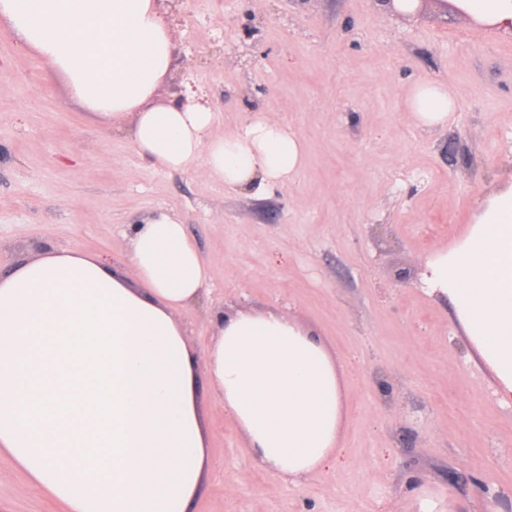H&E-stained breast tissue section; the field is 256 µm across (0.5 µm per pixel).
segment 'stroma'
Masks as SVG:
<instances>
[{"label": "stroma", "mask_w": 512, "mask_h": 512, "mask_svg": "<svg viewBox=\"0 0 512 512\" xmlns=\"http://www.w3.org/2000/svg\"><path fill=\"white\" fill-rule=\"evenodd\" d=\"M163 100L200 89L212 136L259 116L297 134L305 162L265 194L141 157L0 24V271L45 249L124 262L130 225L184 224L207 279L179 321L198 367L216 312L284 309L345 359L339 467L292 485L261 469L204 398L211 473L193 512H512V407L450 302L419 286L479 201L512 171V36L375 0H184ZM463 102L416 125L411 86ZM490 494H482L479 484ZM0 512H65L0 454Z\"/></svg>", "instance_id": "obj_1"}]
</instances>
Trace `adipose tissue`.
<instances>
[{
    "instance_id": "obj_1",
    "label": "adipose tissue",
    "mask_w": 512,
    "mask_h": 512,
    "mask_svg": "<svg viewBox=\"0 0 512 512\" xmlns=\"http://www.w3.org/2000/svg\"><path fill=\"white\" fill-rule=\"evenodd\" d=\"M477 25L512 34V0H448ZM163 0H0V23L48 63L71 96L126 122L139 153L167 169L203 166L216 182L263 193L292 179L303 141L259 116L214 137L206 106L156 101L174 69ZM459 104L443 84L407 94L419 126ZM129 283L112 264L51 249L0 273V451L67 512H192L209 470L196 357L175 319L195 302L205 264L165 213L133 225ZM427 295L449 301L471 348L512 406V180L426 264ZM343 364L288 313L220 318L210 394L257 464L299 485L338 452Z\"/></svg>"
}]
</instances>
